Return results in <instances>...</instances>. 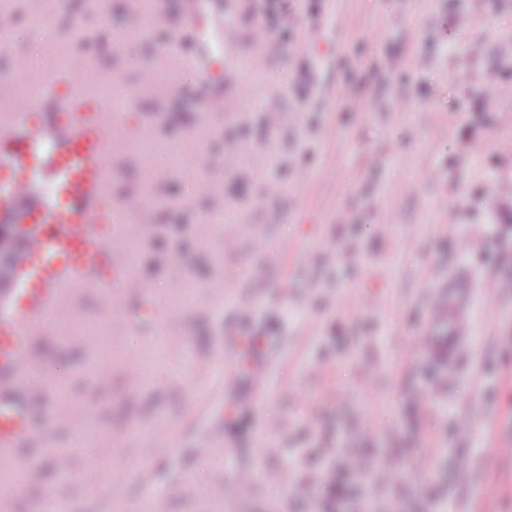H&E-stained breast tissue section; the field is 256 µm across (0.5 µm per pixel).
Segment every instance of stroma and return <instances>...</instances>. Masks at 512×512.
Here are the masks:
<instances>
[{
	"label": "stroma",
	"mask_w": 512,
	"mask_h": 512,
	"mask_svg": "<svg viewBox=\"0 0 512 512\" xmlns=\"http://www.w3.org/2000/svg\"><path fill=\"white\" fill-rule=\"evenodd\" d=\"M206 8L233 28L221 56L242 82L215 74L204 101L182 0H154L144 43L127 0L106 22L74 0L39 42L26 22L44 0H10V104L69 92L62 53L135 91L110 195L145 226L123 235L133 272L83 287L36 337L35 372L70 407L31 400L41 468L25 485L0 469V512H40L57 485L69 512H108L113 492L140 498L142 464L158 512H512V0ZM287 32L307 51L272 54ZM145 65L168 88H146ZM174 138L175 164L129 146ZM459 278L469 336L452 357ZM241 328L261 367L228 387ZM157 429L173 434L161 455Z\"/></svg>",
	"instance_id": "stroma-1"
}]
</instances>
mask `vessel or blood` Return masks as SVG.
Segmentation results:
<instances>
[{
	"label": "vessel or blood",
	"mask_w": 512,
	"mask_h": 512,
	"mask_svg": "<svg viewBox=\"0 0 512 512\" xmlns=\"http://www.w3.org/2000/svg\"><path fill=\"white\" fill-rule=\"evenodd\" d=\"M229 32L222 18L198 34L199 62L221 50ZM39 121L0 122V242L9 262L0 267V459L25 480L39 466L20 458L33 429L26 402L17 395L33 370L30 340L44 319L63 313L76 287L100 272L116 276L128 253L102 225L121 222L106 214L108 158L124 130L121 114L88 105L82 83L53 96Z\"/></svg>",
	"instance_id": "obj_1"
}]
</instances>
